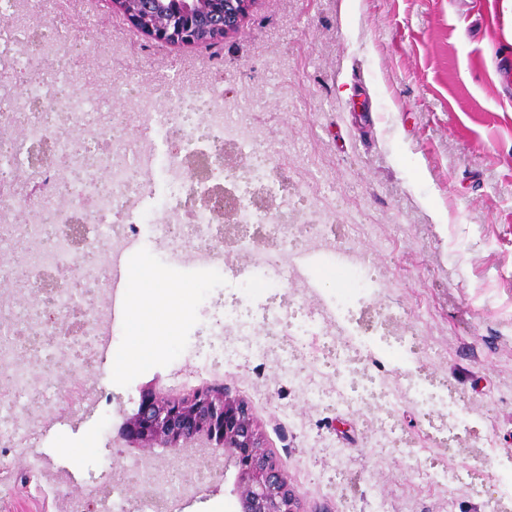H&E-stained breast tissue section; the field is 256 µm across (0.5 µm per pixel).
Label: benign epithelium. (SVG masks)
I'll return each instance as SVG.
<instances>
[{
	"label": "benign epithelium",
	"mask_w": 512,
	"mask_h": 512,
	"mask_svg": "<svg viewBox=\"0 0 512 512\" xmlns=\"http://www.w3.org/2000/svg\"><path fill=\"white\" fill-rule=\"evenodd\" d=\"M137 31L160 46L216 47L237 33L258 0H102ZM217 198L230 204L234 196L222 187L205 188L198 201L212 206ZM219 428L223 441L211 448L224 466L237 469V512H299L295 495L277 461L269 454L248 402L222 383L174 397L146 385L137 410L121 430L127 445L145 453L166 448L187 452L203 423Z\"/></svg>",
	"instance_id": "1"
}]
</instances>
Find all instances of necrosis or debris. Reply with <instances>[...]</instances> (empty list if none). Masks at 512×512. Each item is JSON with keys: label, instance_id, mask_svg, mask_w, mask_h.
<instances>
[{"label": "necrosis or debris", "instance_id": "4bbe7bcc", "mask_svg": "<svg viewBox=\"0 0 512 512\" xmlns=\"http://www.w3.org/2000/svg\"><path fill=\"white\" fill-rule=\"evenodd\" d=\"M68 42V32L58 26L27 30L22 41L9 29L0 30V170L22 175L14 187H0V222L9 227L8 234H0V376L7 381L0 388V486L14 488L16 477L4 462L21 458L35 494H51L52 512H87L92 502L102 512H184L199 494L180 471L146 458L131 467L141 487L134 500L126 499L122 483L100 480L62 495L58 489L73 482V471L56 466L38 448L34 414L74 411L89 399L85 388L63 396L51 375L64 363L86 366L111 345L108 269L148 230L166 254L223 271L225 287L239 292L230 303L215 304L219 316L204 354L207 364L263 360L274 336L279 362L293 372L326 359L334 383L325 388L301 380L308 399L322 409L338 403L377 409V436H398L406 449L403 462L421 483L441 487L463 481L478 495L490 478L496 490L486 512H512V468L501 464L490 442L482 444V466L464 479L451 468L423 465L415 437L397 435L389 411L404 395L416 401L428 421V437L439 448L454 447L470 434L473 414L447 380L421 362L416 329L393 331L399 312L394 303L379 300L391 281L388 271L338 250L327 220L297 215L296 202L311 190L292 176L249 116L232 114L222 91L205 83L146 100L135 116V133H126L128 118L122 112L102 124L103 103L59 93L61 83L80 82L78 72L41 65ZM19 79L25 84L20 94L12 86ZM75 128L82 130L81 139L72 137ZM161 137L172 145L163 155L157 146ZM202 153L210 158L209 184L231 181L238 187L234 259L225 257L224 238L214 231L219 215L195 203L199 186L188 158ZM61 159L80 173L64 201L55 193ZM159 168L167 190L155 203L153 176ZM50 218L60 225H100V237L86 242L98 259L75 263L71 239L49 232ZM310 256L343 270L351 281L350 287L325 294L315 308L286 292L287 286L308 281L304 260ZM17 263L29 271L31 288L58 276L48 305L17 302L11 278ZM63 271L73 272L82 289L68 288L59 277Z\"/></svg>", "mask_w": 512, "mask_h": 512}]
</instances>
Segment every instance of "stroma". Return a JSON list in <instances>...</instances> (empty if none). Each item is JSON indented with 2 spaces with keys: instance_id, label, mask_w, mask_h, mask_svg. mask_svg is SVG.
I'll list each match as a JSON object with an SVG mask.
<instances>
[{
  "instance_id": "1",
  "label": "stroma",
  "mask_w": 512,
  "mask_h": 512,
  "mask_svg": "<svg viewBox=\"0 0 512 512\" xmlns=\"http://www.w3.org/2000/svg\"><path fill=\"white\" fill-rule=\"evenodd\" d=\"M32 21L68 29L79 47L71 69L108 62L138 71L139 97L115 102L117 112H137L140 96L175 84L219 83L312 187L307 210L342 227L337 246L389 270L382 301L427 305L419 342L444 351L430 371L475 414L493 416L487 437L512 453V80L499 75L512 67V16L501 0H259L217 57L158 47L122 16L104 14L101 0ZM208 327L196 309L178 336L155 323L151 358L131 361L117 379L98 361L57 369L56 388L83 385L99 400L44 434L41 451L77 479H111L140 456L114 441L142 386L183 394L219 382L248 401L301 512H369L374 494L393 512H483L464 486L419 485L398 449L373 447V413L318 409L276 362L204 367L197 352ZM397 423L428 461L479 466L477 449L430 446L409 399ZM65 444L78 456L62 453ZM207 484V497L185 512H229L233 481L223 462L212 464Z\"/></svg>"
}]
</instances>
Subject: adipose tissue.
<instances>
[{"mask_svg": "<svg viewBox=\"0 0 512 512\" xmlns=\"http://www.w3.org/2000/svg\"><path fill=\"white\" fill-rule=\"evenodd\" d=\"M191 291V285L153 270L140 271L132 294L131 350L136 356L144 359L151 354L145 333L152 318L164 317L168 322V330L172 333L186 321Z\"/></svg>", "mask_w": 512, "mask_h": 512, "instance_id": "adipose-tissue-1", "label": "adipose tissue"}]
</instances>
